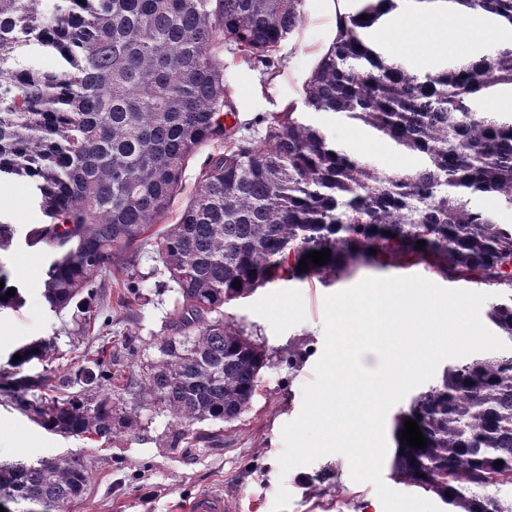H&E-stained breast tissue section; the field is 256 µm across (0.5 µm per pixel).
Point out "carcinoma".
Segmentation results:
<instances>
[{
	"label": "carcinoma",
	"instance_id": "obj_1",
	"mask_svg": "<svg viewBox=\"0 0 512 512\" xmlns=\"http://www.w3.org/2000/svg\"><path fill=\"white\" fill-rule=\"evenodd\" d=\"M444 2L512 27V0ZM398 7L351 0L304 84V110L263 117L255 141L225 125L233 107L217 49L229 43L246 61L270 65L301 25L304 0H62L51 12L42 0H0V180L35 179L45 220L28 242L56 253L44 297L54 310L79 301L89 327L90 301L106 279H123L119 304L139 302L118 255L169 213L189 160L213 147L197 191L157 241L160 273L177 297L138 393L163 405L183 427L179 437L199 421L239 419L258 396L268 352L224 318V305L259 287L328 282L366 263L424 264L450 282L493 289L487 317L509 348L447 367L396 417L392 474L451 512H512L501 498L512 491V224L475 201L493 193L512 206V113L476 106L512 87V40L421 74L372 45ZM46 50L60 57L58 69L33 64ZM309 113L361 123L416 163L380 171L337 148ZM326 249L325 264L297 270L306 254ZM1 281L0 308L19 305L20 289L0 264ZM100 341L93 366L73 363L92 394L29 398L45 379L18 369L47 356L45 341L17 350V371L0 375V392L47 430L112 441L137 420L117 390L112 342ZM409 418L427 439L423 449L401 440ZM87 481L66 456L0 464V499L62 512Z\"/></svg>",
	"mask_w": 512,
	"mask_h": 512
}]
</instances>
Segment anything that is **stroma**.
Segmentation results:
<instances>
[{"mask_svg": "<svg viewBox=\"0 0 512 512\" xmlns=\"http://www.w3.org/2000/svg\"><path fill=\"white\" fill-rule=\"evenodd\" d=\"M337 0H304V21L273 56L270 66L243 59L232 45L220 50L224 83L232 94L236 120L259 137L260 117L301 105L302 88L336 29ZM337 147L369 159L382 170L412 166L410 157L388 143L365 144L361 130L341 116H319ZM204 153H197L182 178L183 190L165 219L152 225L140 245L124 253L130 262L141 302L119 306L121 285L98 292V316L92 331H83L76 306L55 311L43 295L44 272L54 256L45 244L31 245L27 235L42 224L32 200V184L16 179L0 185V222L12 225L15 237L0 263L20 288L21 303L0 308V373L10 371L11 355L40 340L53 348L43 361H32L23 374L44 377L55 385L66 375V359L93 357L103 336L111 337L125 374L139 383L145 366L159 357L154 346L173 307L175 292L158 274L156 242L175 223L199 185ZM419 275L444 285V278L425 266L378 268L359 265L329 284L317 280H279L248 297L225 305L224 316L263 343L272 355L262 373V391L239 420H206L178 436L175 419L158 404L136 406L137 425L109 443L48 432L0 395V464L39 461L59 455L78 459L88 481L68 512H174L177 505L202 491L223 494L233 512H272L278 489L291 500L287 512H383L372 484L352 480L339 453L281 473L283 426L299 415L303 388L315 378L324 350V298L367 277Z\"/></svg>", "mask_w": 512, "mask_h": 512, "instance_id": "obj_1", "label": "stroma"}]
</instances>
